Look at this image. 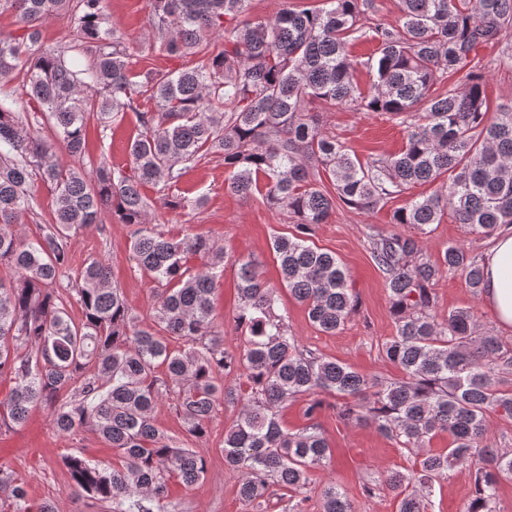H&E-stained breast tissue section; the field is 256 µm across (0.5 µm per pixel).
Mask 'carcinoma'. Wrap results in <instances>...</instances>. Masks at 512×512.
<instances>
[{"instance_id":"carcinoma-1","label":"carcinoma","mask_w":512,"mask_h":512,"mask_svg":"<svg viewBox=\"0 0 512 512\" xmlns=\"http://www.w3.org/2000/svg\"><path fill=\"white\" fill-rule=\"evenodd\" d=\"M398 2L400 21L391 25L373 18L374 0L287 7L255 22L244 19L250 0H149L151 26L184 64L141 80L122 37L107 26L104 0H0V12L16 18V29L0 31V89L17 70L27 78L24 97L0 96V265L12 271L0 278V379L12 383L0 400V429L45 406L59 433L93 430L118 452V464L70 453L63 465L70 487L103 512H154L171 480L189 488L205 478L198 449L155 423L170 394L196 439L206 436L217 401L240 406L223 451L247 504L261 506L277 485L290 492L289 512H304L309 471L331 462L317 425L296 432L280 425L279 408L301 398L309 420L332 408L402 448L452 437L450 447L388 475L399 512H425L434 483L468 463L473 491L463 512H499L512 449L489 443L486 416L512 418V390L500 388L512 373V348L481 333L470 309L439 316L431 292L439 276L456 272L481 295L484 268L475 255L454 244L432 262L412 235L372 236L396 328L379 354L399 378L369 377L300 348L278 289L245 259L236 260L240 350L230 353L212 299L227 253L207 236L158 230L141 191L150 184L164 208L196 210L201 198L172 190L188 165L224 157L232 191L261 195L292 219L293 232L272 243L281 286L327 334L342 329L357 304L336 256L309 245L336 202L371 212L446 175L447 185L396 209L392 223L422 233L451 213L484 236L511 225L512 101L488 118L478 51L512 34V0ZM54 16L69 20L63 44L40 40L39 27ZM215 37L223 40L218 51ZM360 40L377 43L378 58L353 59L349 47ZM360 64L372 75L367 91L355 79ZM450 74L457 84L446 89ZM142 100L154 109L141 110ZM316 101L385 112L404 126L405 145L363 162L309 109ZM128 111L139 121L129 166L104 155L85 161L87 125L106 128ZM45 125L52 135L42 134ZM59 152L70 163L59 162ZM41 184L53 192V222L27 239L19 227L37 215ZM106 212L132 227L133 260L158 284L153 327L131 312L104 260L67 274L71 233L102 223ZM73 299L78 323L67 310ZM171 337L184 347H171ZM320 503V512H354L334 483ZM0 512L55 510L31 502L25 483L0 467Z\"/></svg>"}]
</instances>
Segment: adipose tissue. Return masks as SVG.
Returning <instances> with one entry per match:
<instances>
[{
  "label": "adipose tissue",
  "mask_w": 512,
  "mask_h": 512,
  "mask_svg": "<svg viewBox=\"0 0 512 512\" xmlns=\"http://www.w3.org/2000/svg\"><path fill=\"white\" fill-rule=\"evenodd\" d=\"M482 299L498 325L512 331V231L500 233L483 260Z\"/></svg>",
  "instance_id": "obj_1"
}]
</instances>
